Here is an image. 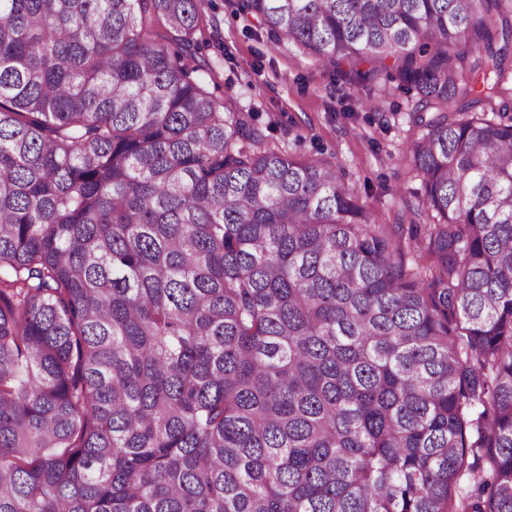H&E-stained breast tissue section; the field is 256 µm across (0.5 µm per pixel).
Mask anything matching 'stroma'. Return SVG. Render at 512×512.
Segmentation results:
<instances>
[{"instance_id": "1", "label": "stroma", "mask_w": 512, "mask_h": 512, "mask_svg": "<svg viewBox=\"0 0 512 512\" xmlns=\"http://www.w3.org/2000/svg\"><path fill=\"white\" fill-rule=\"evenodd\" d=\"M198 11L199 54L210 63L206 87L257 109L266 145L336 164L345 185L392 232L404 263L428 266L416 238L421 180L406 154L414 101L398 81L384 73L351 86L296 45L247 31L232 0H199Z\"/></svg>"}]
</instances>
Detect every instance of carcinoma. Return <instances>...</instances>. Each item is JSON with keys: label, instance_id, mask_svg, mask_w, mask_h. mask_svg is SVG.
Wrapping results in <instances>:
<instances>
[{"label": "carcinoma", "instance_id": "carcinoma-1", "mask_svg": "<svg viewBox=\"0 0 512 512\" xmlns=\"http://www.w3.org/2000/svg\"><path fill=\"white\" fill-rule=\"evenodd\" d=\"M197 2L0 0V512H512V0H235L416 91L423 275Z\"/></svg>", "mask_w": 512, "mask_h": 512}]
</instances>
